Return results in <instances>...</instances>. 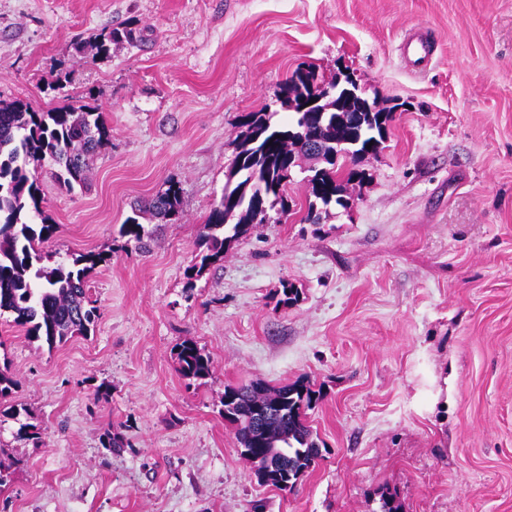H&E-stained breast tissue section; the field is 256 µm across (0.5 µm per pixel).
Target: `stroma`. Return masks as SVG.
<instances>
[{"label":"stroma","mask_w":512,"mask_h":512,"mask_svg":"<svg viewBox=\"0 0 512 512\" xmlns=\"http://www.w3.org/2000/svg\"><path fill=\"white\" fill-rule=\"evenodd\" d=\"M127 25L136 41L94 56ZM301 66L350 72L392 112L365 181L308 224L300 160L288 215L187 280L241 115L284 125ZM0 99L102 112L88 187L61 190L48 160L37 176L59 227L46 251L112 256L87 278L94 334L51 349L0 315V368L41 432L0 425V512H380L385 493L400 512H512V0H0ZM172 183L179 218L137 215L139 249L121 226ZM188 338L212 362L191 384L174 358ZM298 381L323 390L321 457L289 492L221 411L226 386ZM110 424L125 448H103ZM308 69H309V74L311 76L312 81L317 85V77L315 75V72L310 68H301L298 72V76L305 79ZM296 72H297V70H295L291 74V76H289L288 79H286V81L281 86L280 100H281L282 105L285 106V108H287V109L292 108V106L290 105V99H293L294 101H296L298 99V97L303 94L304 91L308 95L310 94L307 85L304 83L303 80H301V78H299L300 84H298L295 81L294 76H295Z\"/></svg>","instance_id":"1"}]
</instances>
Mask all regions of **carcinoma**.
I'll return each instance as SVG.
<instances>
[{"label": "carcinoma", "mask_w": 512, "mask_h": 512, "mask_svg": "<svg viewBox=\"0 0 512 512\" xmlns=\"http://www.w3.org/2000/svg\"><path fill=\"white\" fill-rule=\"evenodd\" d=\"M123 39H133V29L116 28L101 35L95 44L96 54L108 53L113 43ZM333 86V96L310 112L295 113L293 125L287 128L273 127L263 110L242 116L236 156L221 197L204 224L187 288H193L191 279L223 260L224 251L245 237L253 224L264 223L268 210L288 212L290 175L283 171L284 164L294 167L301 157L319 163L311 168L313 175L308 179L306 221L311 224L320 223L328 206L341 204L343 182L363 176L357 164L379 151L391 113L361 111L366 99L353 80ZM306 91L305 83L289 76L281 86L282 105L291 108L290 100ZM108 137L109 129L95 106L68 105L37 112L20 101H0V314H13V322L25 328L27 336L50 349L93 330L97 307L88 296L85 279L110 257L87 251L71 257L69 263L43 265L52 258L43 244L56 234L58 226L44 218L38 229L28 222L30 215H42L37 167L48 158L59 166L55 178L66 190L85 187L87 158ZM311 141L319 144L318 151H311ZM338 155L350 159L351 167L336 166ZM256 170L264 181L262 209L255 203L251 182ZM179 205L180 187L171 184L144 208L170 221L179 215ZM122 234L141 244L146 232L130 217L122 225ZM175 360L178 373L189 381L210 376V357L192 340L176 346ZM17 388L18 381L7 368H0V419L18 421L16 438L37 443L38 426L28 414L20 421L21 409L12 401ZM320 398L321 391L305 383L273 390L260 384L225 388L224 420L235 425L241 455L256 464L261 482L291 491L315 466L320 448L312 438L306 411Z\"/></svg>", "instance_id": "obj_1"}]
</instances>
